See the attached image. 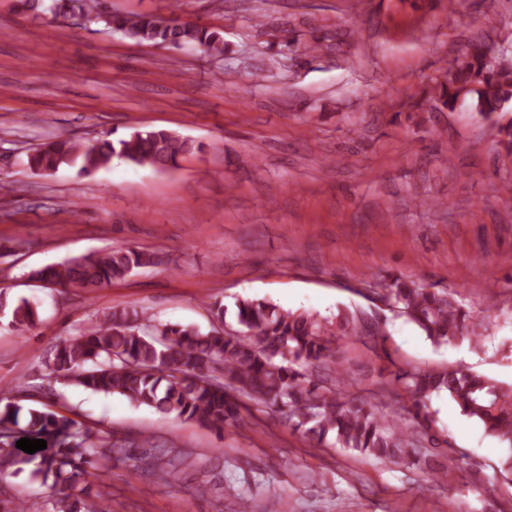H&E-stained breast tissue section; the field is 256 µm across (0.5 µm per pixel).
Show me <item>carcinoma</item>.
Instances as JSON below:
<instances>
[{
    "label": "carcinoma",
    "instance_id": "cac0c4a2",
    "mask_svg": "<svg viewBox=\"0 0 512 512\" xmlns=\"http://www.w3.org/2000/svg\"><path fill=\"white\" fill-rule=\"evenodd\" d=\"M91 24L103 23L139 44L168 48L189 46L207 55L224 53V37L212 27L153 14H106L103 0H68ZM474 100L473 110L484 121L512 100V70L497 69L475 46L454 59L436 80L430 98L433 109L454 111ZM198 147L187 138L163 129L136 130L124 138L84 142L56 137L28 155L27 165L39 175L76 167L90 176L117 157L160 170L174 168ZM154 263V255L117 247L62 263L47 265L30 278L60 288L93 291L122 279L133 269ZM382 298L408 317L436 344L458 337L480 338L479 324L444 293L406 283L393 276L384 283ZM0 312L22 334L40 319L38 306L26 299L11 304L0 300ZM239 329L230 333L211 327L163 324L147 327L134 308H109L59 341L45 359L49 374L64 384L94 393L119 394L137 406L176 414L201 426L221 430L226 422L251 414L247 401L263 403L285 416L306 434L323 441L332 436L341 448L372 455L399 465L412 458L432 456L421 442L431 429L427 400L444 392L461 413L480 423L488 434L512 438V387L461 368L403 370L394 381L408 395L407 417L390 421L378 406L351 398V373L336 361V337L357 333L354 316L340 314L336 323L304 312H291L262 299L236 304ZM297 360L334 374L331 384L305 378L288 363ZM26 419L29 439L50 441L33 454L16 448L15 427ZM122 447L103 431L80 425L51 409L25 408L0 393V479L25 470L34 480H53L59 486L48 512H103L86 505L90 470H104Z\"/></svg>",
    "mask_w": 512,
    "mask_h": 512
}]
</instances>
